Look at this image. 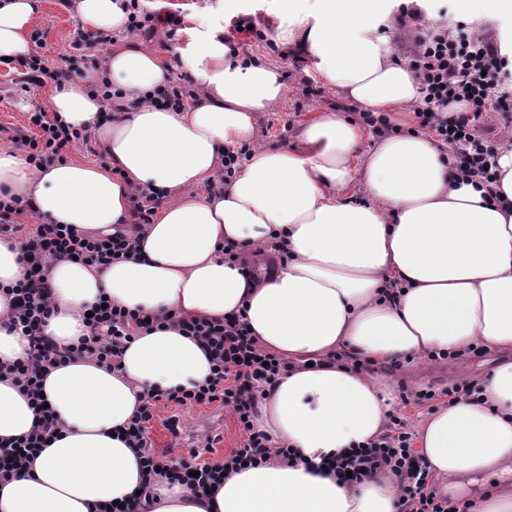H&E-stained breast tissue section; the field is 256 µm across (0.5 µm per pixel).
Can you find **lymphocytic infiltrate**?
Masks as SVG:
<instances>
[{
    "instance_id": "lymphocytic-infiltrate-1",
    "label": "lymphocytic infiltrate",
    "mask_w": 512,
    "mask_h": 512,
    "mask_svg": "<svg viewBox=\"0 0 512 512\" xmlns=\"http://www.w3.org/2000/svg\"><path fill=\"white\" fill-rule=\"evenodd\" d=\"M415 24L408 66L419 84L420 99L413 113L421 129L445 145L461 183L492 191L497 174L491 163V140L484 133L487 116H495L499 130H512V60L502 53L493 35H476L440 19L424 23L411 13ZM29 129L17 131L14 144L25 147L34 167L62 160L81 139L58 116L44 110L32 112ZM26 206L0 202V240L17 243L25 275L8 288L11 312L6 328L25 336L30 344L25 359L0 363V380L17 384L36 412L27 434L0 441V482H7L26 468L35 453L49 447L60 425L53 408L42 396L48 373L77 359H91L109 370H118L127 343L140 331L173 328L196 338L212 363L204 383L190 390L155 392L147 396L125 436L139 448L142 482L152 486L157 478L188 486L205 495L224 478L240 469L277 457L289 459L285 448L272 447L269 437L253 426L258 405L267 390L285 371V362L262 349L244 317L208 319L183 314L146 315L114 304H94L86 319L87 336L60 347L44 327L51 315L52 288L46 276L49 261L78 259L93 268L132 258L139 239L133 230L103 237L68 224L21 223ZM194 408L214 403L229 409L245 434L241 448L216 465L201 461L198 449L178 458H161L148 436L157 403ZM413 432L398 412H390L385 432L376 439L326 460L338 477L359 483L373 476H393L399 491L400 512H470L469 503H455L441 494L421 454L414 448Z\"/></svg>"
}]
</instances>
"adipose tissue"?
Wrapping results in <instances>:
<instances>
[{"label": "adipose tissue", "mask_w": 512, "mask_h": 512, "mask_svg": "<svg viewBox=\"0 0 512 512\" xmlns=\"http://www.w3.org/2000/svg\"><path fill=\"white\" fill-rule=\"evenodd\" d=\"M391 0H279L277 44L311 59L313 77L364 110L414 104L419 88L389 47L380 21ZM94 30H125L122 0H75ZM44 0H0V64L32 53L28 37ZM224 0H195L176 50L198 86L179 110L145 103L170 80L156 49L114 47L100 71L55 88L50 109L92 131L109 166L62 161L34 168L0 145V199L31 204L43 222L99 236L132 221L130 194L166 196L145 225L136 258L97 271L49 267L55 311L46 333L58 345L85 336L83 313L100 298L129 310L220 319L243 313L256 341L291 363L258 408L257 429L296 457L226 478L202 497L160 481L143 512H398L394 480L346 485L314 463L380 435L395 399L391 382L362 368L396 357L456 355L479 345L500 360L480 401L462 399L419 425L421 455L451 501L474 512H512V140L495 151L497 197L457 184L433 138L412 131L362 150L365 126L332 116L300 132L294 148L254 145L257 115L285 93L261 56L236 58L217 18ZM106 82L132 107L104 121L95 89ZM253 148L223 190L207 192L223 150ZM275 265L246 275L225 244ZM395 295H388L389 286ZM109 371L89 359L54 369L43 393L63 430L25 470L0 483V512H96L139 496L141 460L122 434L147 392L203 383L211 363L173 329L138 333ZM35 412L0 381V440L28 433Z\"/></svg>", "instance_id": "1"}]
</instances>
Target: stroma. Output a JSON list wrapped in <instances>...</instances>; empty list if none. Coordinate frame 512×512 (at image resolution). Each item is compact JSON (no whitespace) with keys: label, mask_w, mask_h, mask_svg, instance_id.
Wrapping results in <instances>:
<instances>
[{"label":"stroma","mask_w":512,"mask_h":512,"mask_svg":"<svg viewBox=\"0 0 512 512\" xmlns=\"http://www.w3.org/2000/svg\"><path fill=\"white\" fill-rule=\"evenodd\" d=\"M226 6L236 11L239 18L251 19L257 29L256 35L236 39L239 54L244 57L268 56L281 70L287 87L276 108L257 115L258 139L262 144L285 148L298 146V134L303 124L323 112L357 116L358 107L342 100L335 89L307 78V71L314 67L312 60L275 46L278 21L271 14L269 0H227ZM85 33L84 25L63 0H46L42 14L31 27L29 38L34 53L55 67L64 65L73 44ZM498 359V353L488 352L480 356L467 354L459 360L443 363L425 360L409 364L406 372L395 375L394 380L409 389L444 384L454 378L462 364L469 368L472 378L479 380Z\"/></svg>","instance_id":"stroma-1"}]
</instances>
